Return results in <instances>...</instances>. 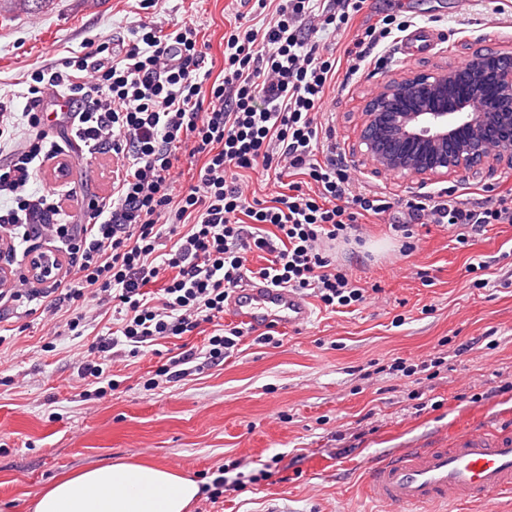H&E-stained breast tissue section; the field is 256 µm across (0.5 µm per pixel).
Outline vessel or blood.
I'll use <instances>...</instances> for the list:
<instances>
[{
  "label": "vessel or blood",
  "mask_w": 512,
  "mask_h": 512,
  "mask_svg": "<svg viewBox=\"0 0 512 512\" xmlns=\"http://www.w3.org/2000/svg\"><path fill=\"white\" fill-rule=\"evenodd\" d=\"M228 314L259 333L272 327L301 328L312 310L295 291L259 280L233 293ZM366 483L382 512L487 504L512 494V429L472 427L446 440L414 444L372 460Z\"/></svg>",
  "instance_id": "obj_1"
}]
</instances>
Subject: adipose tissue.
<instances>
[{
  "instance_id": "1",
  "label": "adipose tissue",
  "mask_w": 512,
  "mask_h": 512,
  "mask_svg": "<svg viewBox=\"0 0 512 512\" xmlns=\"http://www.w3.org/2000/svg\"><path fill=\"white\" fill-rule=\"evenodd\" d=\"M198 484L157 466L115 462L78 471L42 491L33 512H188Z\"/></svg>"
}]
</instances>
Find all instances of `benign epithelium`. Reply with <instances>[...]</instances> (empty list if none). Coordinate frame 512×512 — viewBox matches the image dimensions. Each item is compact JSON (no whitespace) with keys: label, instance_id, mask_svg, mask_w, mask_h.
Segmentation results:
<instances>
[{"label":"benign epithelium","instance_id":"7a95c632","mask_svg":"<svg viewBox=\"0 0 512 512\" xmlns=\"http://www.w3.org/2000/svg\"><path fill=\"white\" fill-rule=\"evenodd\" d=\"M361 141L373 170L423 180L512 163V53L478 49L463 67L386 81L365 105Z\"/></svg>","mask_w":512,"mask_h":512}]
</instances>
